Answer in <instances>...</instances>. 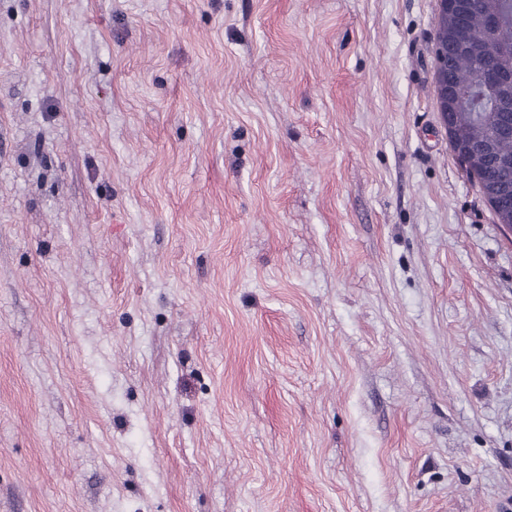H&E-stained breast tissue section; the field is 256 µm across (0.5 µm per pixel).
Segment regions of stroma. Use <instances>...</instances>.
I'll return each mask as SVG.
<instances>
[{
	"instance_id": "stroma-1",
	"label": "stroma",
	"mask_w": 512,
	"mask_h": 512,
	"mask_svg": "<svg viewBox=\"0 0 512 512\" xmlns=\"http://www.w3.org/2000/svg\"><path fill=\"white\" fill-rule=\"evenodd\" d=\"M438 0H0V512H512V237Z\"/></svg>"
}]
</instances>
